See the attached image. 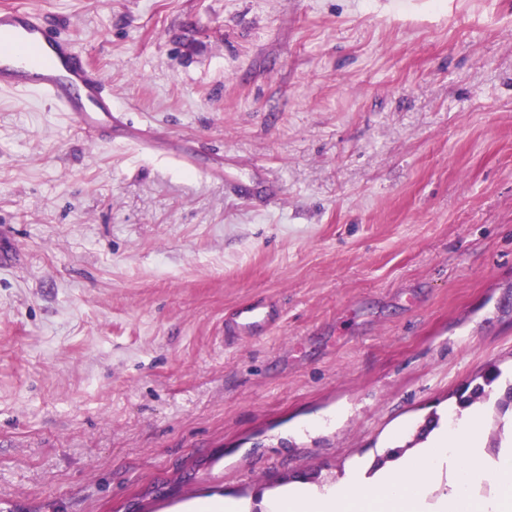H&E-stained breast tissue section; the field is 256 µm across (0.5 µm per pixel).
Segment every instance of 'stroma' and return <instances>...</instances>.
I'll return each instance as SVG.
<instances>
[{"instance_id":"obj_1","label":"stroma","mask_w":512,"mask_h":512,"mask_svg":"<svg viewBox=\"0 0 512 512\" xmlns=\"http://www.w3.org/2000/svg\"><path fill=\"white\" fill-rule=\"evenodd\" d=\"M18 2L129 123L0 92V512H270L512 371V0ZM279 317L280 308L275 300L245 301L224 318V333L241 339L256 337L270 331Z\"/></svg>"}]
</instances>
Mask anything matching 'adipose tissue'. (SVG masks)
<instances>
[{"label": "adipose tissue", "mask_w": 512, "mask_h": 512, "mask_svg": "<svg viewBox=\"0 0 512 512\" xmlns=\"http://www.w3.org/2000/svg\"><path fill=\"white\" fill-rule=\"evenodd\" d=\"M484 416L476 407L441 424L422 446L374 476L358 468L335 485L281 492L271 512H512V451L483 454ZM490 479L497 492L479 495Z\"/></svg>", "instance_id": "adipose-tissue-1"}]
</instances>
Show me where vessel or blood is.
Instances as JSON below:
<instances>
[{
  "instance_id": "obj_1",
  "label": "vessel or blood",
  "mask_w": 512,
  "mask_h": 512,
  "mask_svg": "<svg viewBox=\"0 0 512 512\" xmlns=\"http://www.w3.org/2000/svg\"><path fill=\"white\" fill-rule=\"evenodd\" d=\"M0 91H18L66 117L94 140L108 142L119 113L101 71L68 39L53 33L40 14L22 5L0 7ZM277 301L235 306L224 320L227 334L245 339L278 322Z\"/></svg>"
}]
</instances>
